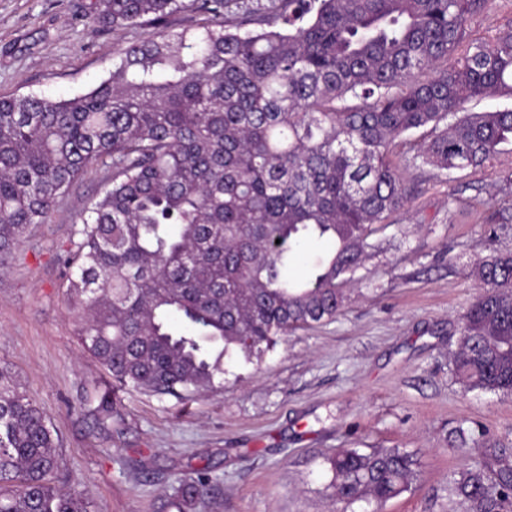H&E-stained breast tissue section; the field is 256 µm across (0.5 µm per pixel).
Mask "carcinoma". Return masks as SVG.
Masks as SVG:
<instances>
[{
    "mask_svg": "<svg viewBox=\"0 0 512 512\" xmlns=\"http://www.w3.org/2000/svg\"><path fill=\"white\" fill-rule=\"evenodd\" d=\"M492 0H94L102 27H158L118 48L109 76L69 97H0V255L93 165L112 170L80 214L65 264L78 344L112 376L84 398L99 428L123 430L117 391L187 398L213 391L224 357H249L330 321L343 285L405 209L415 186L393 158L454 179L493 168L512 109L466 112L512 95V24L481 41L467 26ZM181 12L201 16L166 31ZM427 129L420 146L413 132ZM310 239L333 242L303 284L285 270ZM483 293L463 317L455 372L468 389L512 395V253L474 261ZM60 438L0 367V512H91L54 486ZM336 512L379 508L420 477L398 448L327 459ZM214 478L178 480L171 506L196 512ZM469 512H512V467L468 469Z\"/></svg>",
    "mask_w": 512,
    "mask_h": 512,
    "instance_id": "cac0c4a2",
    "label": "carcinoma"
}]
</instances>
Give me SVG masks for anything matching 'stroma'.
<instances>
[{"mask_svg":"<svg viewBox=\"0 0 512 512\" xmlns=\"http://www.w3.org/2000/svg\"><path fill=\"white\" fill-rule=\"evenodd\" d=\"M91 0H0V96L88 91L108 76L120 44L149 37L150 22L99 27ZM512 145L497 169L446 181L402 166L416 193L374 235L380 249L348 285L335 320L298 329L255 357L224 360L220 388L187 402L120 391L122 434L80 409L111 377L77 345L65 293V255L78 215L111 175L91 167L0 264V366L50 416L66 491L81 483L92 512H176L177 475L209 468L214 497L198 512H329L328 457L400 448L421 477L382 512H467L461 473L512 466V396L465 389L452 361L463 314L482 291L475 258L512 252Z\"/></svg>","mask_w":512,"mask_h":512,"instance_id":"obj_1","label":"stroma"}]
</instances>
